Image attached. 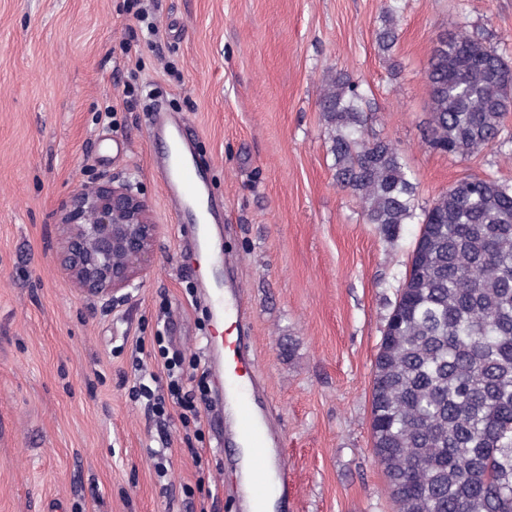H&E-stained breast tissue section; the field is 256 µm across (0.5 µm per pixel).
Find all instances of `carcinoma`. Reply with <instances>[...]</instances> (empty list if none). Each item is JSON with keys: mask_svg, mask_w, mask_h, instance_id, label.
I'll return each mask as SVG.
<instances>
[{"mask_svg": "<svg viewBox=\"0 0 512 512\" xmlns=\"http://www.w3.org/2000/svg\"><path fill=\"white\" fill-rule=\"evenodd\" d=\"M397 39L393 8L378 47L390 55ZM425 82L433 149L512 140V61L461 30L438 40ZM319 107L336 185L365 223L390 242L419 225L373 366V456L395 512H512V185L465 176L419 211L361 85L332 74Z\"/></svg>", "mask_w": 512, "mask_h": 512, "instance_id": "carcinoma-1", "label": "carcinoma"}]
</instances>
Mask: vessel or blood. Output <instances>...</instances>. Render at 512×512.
Listing matches in <instances>:
<instances>
[{
    "label": "vessel or blood",
    "instance_id": "vessel-or-blood-1",
    "mask_svg": "<svg viewBox=\"0 0 512 512\" xmlns=\"http://www.w3.org/2000/svg\"><path fill=\"white\" fill-rule=\"evenodd\" d=\"M152 144L163 146L165 154L162 163V184L166 196L179 200L184 205L201 204L203 217L193 229V239L198 254L220 257L222 246L217 243L211 225L215 210L206 196V184L193 159H190L181 130L162 131L151 127ZM211 317L214 324L231 322L244 324L243 299L238 285L232 280L211 287ZM220 370L224 374V401L233 412V436L242 438L250 451L253 470L265 472L276 470V482L253 481L247 490V512H265L270 499L280 502L283 512H289L293 500V488L288 474L281 468V450L276 446L275 437L267 419L260 412L255 398L253 384L247 383L251 359L248 339L244 336L224 341L213 336L207 341Z\"/></svg>",
    "mask_w": 512,
    "mask_h": 512
}]
</instances>
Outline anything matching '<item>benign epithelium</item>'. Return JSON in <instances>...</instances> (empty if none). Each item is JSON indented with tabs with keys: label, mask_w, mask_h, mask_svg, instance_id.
Wrapping results in <instances>:
<instances>
[{
	"label": "benign epithelium",
	"mask_w": 512,
	"mask_h": 512,
	"mask_svg": "<svg viewBox=\"0 0 512 512\" xmlns=\"http://www.w3.org/2000/svg\"><path fill=\"white\" fill-rule=\"evenodd\" d=\"M60 270L88 298L112 297L144 282L160 227L128 182H105L63 199Z\"/></svg>",
	"instance_id": "7a95c632"
}]
</instances>
